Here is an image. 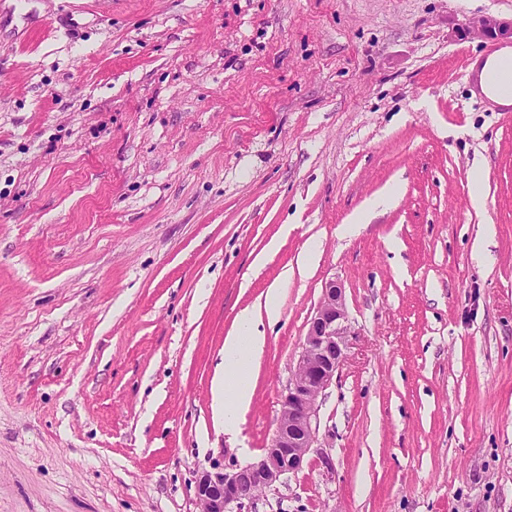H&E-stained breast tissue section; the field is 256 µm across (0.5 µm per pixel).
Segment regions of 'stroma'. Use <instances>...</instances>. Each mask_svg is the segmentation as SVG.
<instances>
[{"instance_id": "obj_1", "label": "stroma", "mask_w": 512, "mask_h": 512, "mask_svg": "<svg viewBox=\"0 0 512 512\" xmlns=\"http://www.w3.org/2000/svg\"><path fill=\"white\" fill-rule=\"evenodd\" d=\"M479 15L512 0H0V512H200L197 473L269 445L331 281L348 358L243 512H512V111L472 93ZM283 276L232 439L224 338Z\"/></svg>"}]
</instances>
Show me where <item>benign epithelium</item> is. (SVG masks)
Wrapping results in <instances>:
<instances>
[{"label": "benign epithelium", "instance_id": "obj_1", "mask_svg": "<svg viewBox=\"0 0 512 512\" xmlns=\"http://www.w3.org/2000/svg\"><path fill=\"white\" fill-rule=\"evenodd\" d=\"M467 28L482 38H512V25L491 16L472 18ZM351 335L342 288L330 281L310 320L293 378L281 395V414L270 444L254 463L198 473L195 489L201 512H241L245 502L302 468L316 440L318 398L344 365Z\"/></svg>", "mask_w": 512, "mask_h": 512}]
</instances>
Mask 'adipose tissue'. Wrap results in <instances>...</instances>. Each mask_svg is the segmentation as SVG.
<instances>
[{
  "mask_svg": "<svg viewBox=\"0 0 512 512\" xmlns=\"http://www.w3.org/2000/svg\"><path fill=\"white\" fill-rule=\"evenodd\" d=\"M510 76L512 51L504 49L485 60L479 81L492 100L506 104L512 102V95L503 91L502 83ZM282 287V282H274L263 293L261 302L243 308L224 339V359L215 371L213 400L217 414L224 418V433L229 437L238 434L241 418L252 401L254 368L266 345L258 324L264 319L279 318Z\"/></svg>",
  "mask_w": 512,
  "mask_h": 512,
  "instance_id": "obj_1",
  "label": "adipose tissue"
}]
</instances>
